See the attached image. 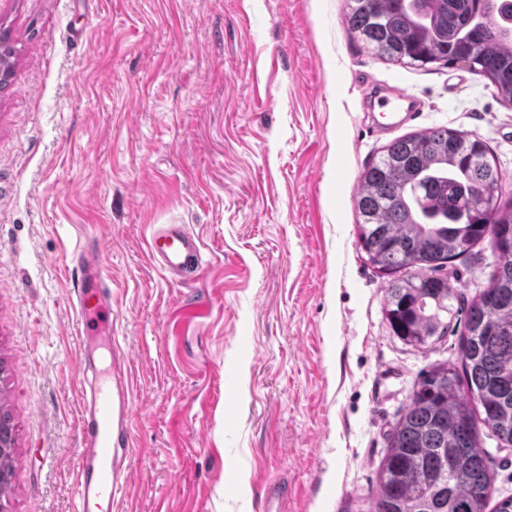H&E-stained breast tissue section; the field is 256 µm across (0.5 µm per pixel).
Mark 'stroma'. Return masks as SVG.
Returning a JSON list of instances; mask_svg holds the SVG:
<instances>
[{"label":"stroma","mask_w":512,"mask_h":512,"mask_svg":"<svg viewBox=\"0 0 512 512\" xmlns=\"http://www.w3.org/2000/svg\"><path fill=\"white\" fill-rule=\"evenodd\" d=\"M345 0H0V405L17 463L7 512H74L80 408L70 305L83 234L106 259L133 415L112 512H367L420 374L460 365L462 322L418 348L384 319L358 248L364 167L404 135L475 134L512 199V104L464 65L388 62ZM415 99L387 132L375 93ZM184 224L203 265L171 278L150 236ZM490 249L448 268L488 283ZM479 441L493 496L512 446Z\"/></svg>","instance_id":"stroma-1"}]
</instances>
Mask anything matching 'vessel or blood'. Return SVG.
Listing matches in <instances>:
<instances>
[{
  "instance_id": "1",
  "label": "vessel or blood",
  "mask_w": 512,
  "mask_h": 512,
  "mask_svg": "<svg viewBox=\"0 0 512 512\" xmlns=\"http://www.w3.org/2000/svg\"><path fill=\"white\" fill-rule=\"evenodd\" d=\"M148 251L170 273L184 272L198 265L201 259L199 238L183 224H171L154 233ZM79 256L81 262L71 299L79 317L80 365L86 370L95 362V348L88 341L92 324L112 322V290L107 282L103 254L85 243ZM108 370L106 382L97 385L82 402L84 443L76 460L75 512H112L122 470V459L113 440L124 433L131 408L123 393L124 376L117 358H110Z\"/></svg>"
}]
</instances>
